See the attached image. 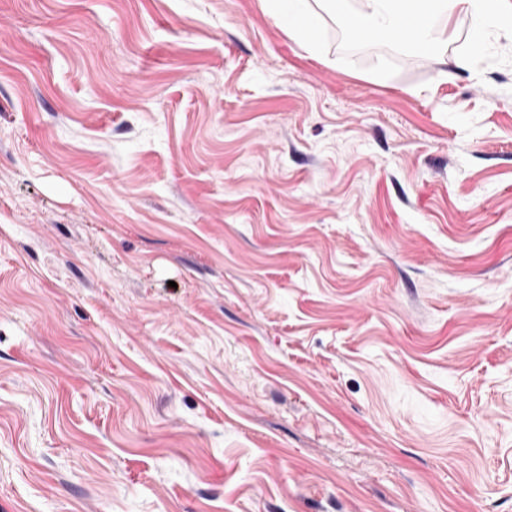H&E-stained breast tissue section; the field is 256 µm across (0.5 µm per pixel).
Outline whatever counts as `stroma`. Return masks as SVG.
<instances>
[{"mask_svg": "<svg viewBox=\"0 0 512 512\" xmlns=\"http://www.w3.org/2000/svg\"><path fill=\"white\" fill-rule=\"evenodd\" d=\"M0 0V512H512V29Z\"/></svg>", "mask_w": 512, "mask_h": 512, "instance_id": "stroma-1", "label": "stroma"}]
</instances>
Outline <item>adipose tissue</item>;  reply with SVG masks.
Returning <instances> with one entry per match:
<instances>
[{"instance_id":"obj_1","label":"adipose tissue","mask_w":512,"mask_h":512,"mask_svg":"<svg viewBox=\"0 0 512 512\" xmlns=\"http://www.w3.org/2000/svg\"><path fill=\"white\" fill-rule=\"evenodd\" d=\"M271 15L283 18L292 34L306 42H315L318 15L308 0H265ZM323 10L340 16L346 27L357 36L388 38L398 33L408 13L415 12L420 21L415 30L400 39L401 44L416 50L436 49L448 33L457 14L471 19L472 52L484 47L486 34L493 29L512 27V12L503 0H361L360 9H352L349 0H321Z\"/></svg>"}]
</instances>
